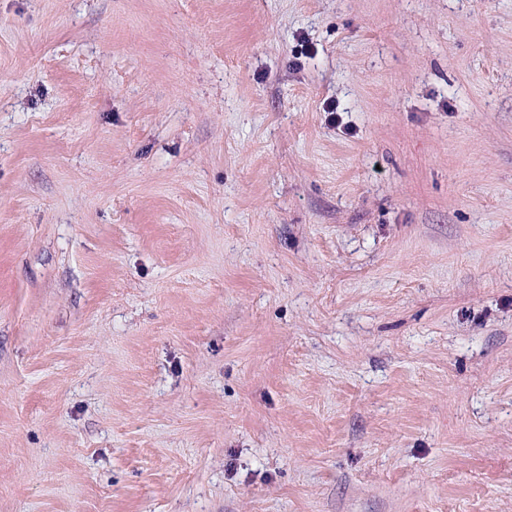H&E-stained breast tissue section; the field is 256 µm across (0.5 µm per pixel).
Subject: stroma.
Masks as SVG:
<instances>
[{
  "mask_svg": "<svg viewBox=\"0 0 512 512\" xmlns=\"http://www.w3.org/2000/svg\"><path fill=\"white\" fill-rule=\"evenodd\" d=\"M0 512H512V0H0Z\"/></svg>",
  "mask_w": 512,
  "mask_h": 512,
  "instance_id": "stroma-1",
  "label": "stroma"
}]
</instances>
